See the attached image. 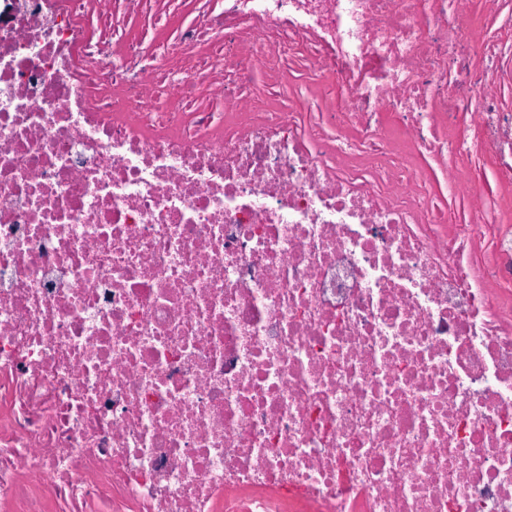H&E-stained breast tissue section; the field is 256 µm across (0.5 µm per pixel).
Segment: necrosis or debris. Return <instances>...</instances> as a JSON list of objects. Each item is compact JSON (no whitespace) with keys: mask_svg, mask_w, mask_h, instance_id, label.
<instances>
[{"mask_svg":"<svg viewBox=\"0 0 512 512\" xmlns=\"http://www.w3.org/2000/svg\"><path fill=\"white\" fill-rule=\"evenodd\" d=\"M146 3L0 24V504L512 512V15Z\"/></svg>","mask_w":512,"mask_h":512,"instance_id":"obj_1","label":"necrosis or debris"}]
</instances>
